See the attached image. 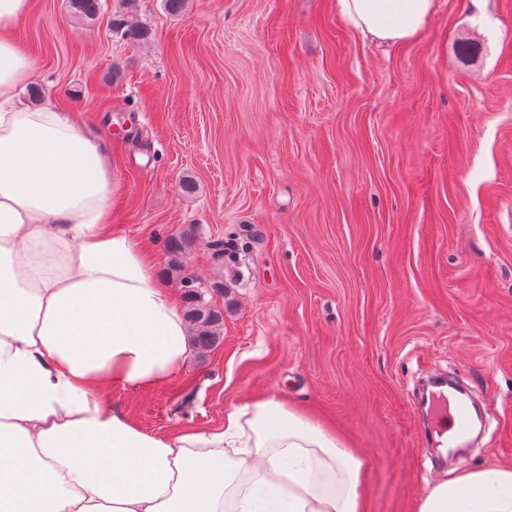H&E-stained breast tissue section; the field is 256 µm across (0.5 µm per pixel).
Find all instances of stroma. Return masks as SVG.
<instances>
[{"label":"stroma","instance_id":"stroma-1","mask_svg":"<svg viewBox=\"0 0 512 512\" xmlns=\"http://www.w3.org/2000/svg\"><path fill=\"white\" fill-rule=\"evenodd\" d=\"M106 2L87 20L32 0L13 35L41 95L22 100L76 112L112 175L113 230L224 313L178 377L110 387L107 405L169 437L279 397L364 457L362 512H417L448 474L512 467V0H488L487 25L436 0L400 47L363 41L336 0ZM115 12L147 39L116 37ZM420 355L496 429L449 467L410 408Z\"/></svg>","mask_w":512,"mask_h":512}]
</instances>
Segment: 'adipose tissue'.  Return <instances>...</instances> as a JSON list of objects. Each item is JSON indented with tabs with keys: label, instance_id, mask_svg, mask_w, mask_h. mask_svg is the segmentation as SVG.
Wrapping results in <instances>:
<instances>
[{
	"label": "adipose tissue",
	"instance_id": "adipose-tissue-1",
	"mask_svg": "<svg viewBox=\"0 0 512 512\" xmlns=\"http://www.w3.org/2000/svg\"><path fill=\"white\" fill-rule=\"evenodd\" d=\"M0 0V512H360L364 462L278 398L161 438L106 405L190 356L179 298L112 230V178L76 115L16 105L34 63ZM434 0H336L362 37L413 40ZM418 512H512V468L449 477Z\"/></svg>",
	"mask_w": 512,
	"mask_h": 512
}]
</instances>
